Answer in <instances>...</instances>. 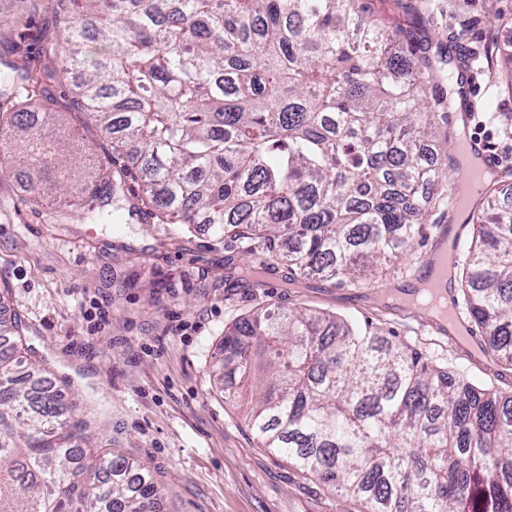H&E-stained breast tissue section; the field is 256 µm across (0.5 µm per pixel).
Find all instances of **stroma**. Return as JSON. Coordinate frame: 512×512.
<instances>
[{"label": "stroma", "instance_id": "stroma-1", "mask_svg": "<svg viewBox=\"0 0 512 512\" xmlns=\"http://www.w3.org/2000/svg\"><path fill=\"white\" fill-rule=\"evenodd\" d=\"M401 29L404 51L436 58L442 46L470 52L463 83L476 107L466 135L504 156L512 149L495 116L512 113V93L495 83L479 53L489 37L512 44V0H359ZM59 0H0V108L63 101L69 80L49 78L65 25ZM93 164L112 149L81 112L61 108ZM53 194L36 202L29 178L0 160V321L21 318L25 345L54 371L62 396L95 398V445L112 443L143 461L164 487L159 512H361L287 457L260 448L247 426L254 383L226 398L214 377L224 328L257 309L308 308L422 347L428 358L485 389L512 390V366L478 352L407 307L382 303L378 288L412 285L430 243L375 285L351 288L309 277L292 283L261 240L214 235L203 224H97L76 212L56 223Z\"/></svg>", "mask_w": 512, "mask_h": 512}]
</instances>
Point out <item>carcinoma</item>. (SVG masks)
<instances>
[{
  "label": "carcinoma",
  "instance_id": "1",
  "mask_svg": "<svg viewBox=\"0 0 512 512\" xmlns=\"http://www.w3.org/2000/svg\"><path fill=\"white\" fill-rule=\"evenodd\" d=\"M92 25L64 28L53 74L68 110L107 131L112 166L77 178L48 112L0 114V137L35 179L107 224L139 215L263 240L290 277L360 287L427 237L446 168L420 150L444 98L439 67L395 46L356 0H59ZM138 190L126 188V179ZM512 169L495 174L462 273L469 320L512 365ZM22 322H0V512H155L140 461L85 448L97 415L43 386ZM227 361L268 375L249 418L283 455L366 512H512V392L450 377L418 349L333 314L256 312L224 332Z\"/></svg>",
  "mask_w": 512,
  "mask_h": 512
}]
</instances>
